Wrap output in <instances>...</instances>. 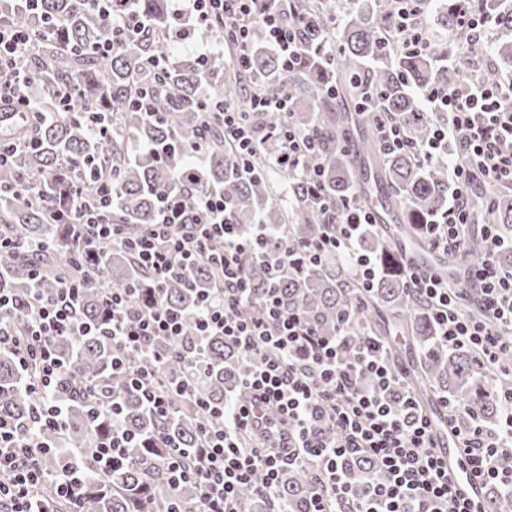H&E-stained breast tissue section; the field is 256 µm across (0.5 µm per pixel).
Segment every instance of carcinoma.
Returning <instances> with one entry per match:
<instances>
[{
	"label": "carcinoma",
	"instance_id": "obj_1",
	"mask_svg": "<svg viewBox=\"0 0 512 512\" xmlns=\"http://www.w3.org/2000/svg\"><path fill=\"white\" fill-rule=\"evenodd\" d=\"M475 6L495 11L499 32L497 54L512 63V7L499 0H477ZM294 16H307L314 21L305 31L306 48L314 67L286 70L275 53L256 46L244 70L213 72L200 60L186 59L172 63L163 79L141 69L149 56L168 51L165 41L156 35L165 17L164 0H116L114 9L134 11L144 23V32L121 42L110 59L96 56L95 44L103 37L101 25L79 5V0H41V12L58 24V32L36 41L28 59V67L39 82L44 100L53 102L55 93L68 88L69 105L65 114L49 118L36 127L20 118L5 126L3 139L30 135L38 142L35 149L16 154L9 167L0 172V183L14 184L23 178L41 177L50 181L54 198L66 195L72 183L90 180V169L79 173L68 171L70 162L92 155L106 159L116 167L120 197L114 209L116 223L125 225L128 235L135 236L144 225L155 221L158 191L182 181L196 189H216L224 193L227 214L243 233L254 224H267L272 229L290 227L292 235L309 241L321 236L325 229L318 200L310 193L309 176L320 173L321 193L331 212L358 190L373 194L388 186L398 196L403 208L402 222L391 227L367 226L359 234V248L374 258L380 268L373 291L360 306L353 302L355 283L348 274L344 259H332L322 267L291 276L280 283L279 295L284 307L298 310L332 335L345 310L353 311L352 325L343 339L345 357L369 337V322H377L380 311L389 312L402 330L411 337L422 355L421 370L414 373V385H431L447 392L462 406L476 412L479 419L493 424L499 420L503 405L497 396L492 376L478 367L467 349H450L437 336L427 315L426 305L404 286L401 269L402 253L392 246V239L406 237L415 243L421 239L416 225L437 213L448 200V157L441 154L428 166L417 163L409 152L383 154L375 138L365 141L361 150L383 161V172L369 181L367 175L350 165L340 147L341 132L330 115L331 103L356 92L358 85L369 84L380 92L370 112L391 113L408 127L417 142L427 140L436 117L429 113L422 92L432 83L460 86L466 75L460 69L442 63L430 55L391 52L385 42L386 28L394 16L397 0H375L376 21L360 15L346 18L339 32L342 49L339 58L323 52L327 35L331 34V17L336 12L335 0H290L284 4ZM144 86L161 84V107L166 121H148L130 106L136 81ZM276 87L288 92V111L293 128L315 137L314 150L304 158L305 171L294 174L286 168L272 167L266 158L253 159L255 176L243 178L234 168L230 151L224 146L219 122L209 128L201 125L199 97L206 88L211 100L237 104L250 113L252 126L260 136L273 133L274 116L252 109L248 91ZM104 124L114 133L93 137L89 127ZM206 138V156L197 162L182 152V146ZM479 210L501 232L512 230V197L507 192L493 195L491 204L485 198H473ZM16 232L17 243L0 255V271L17 294L28 296L30 289L52 292L62 271L60 255L73 246L64 238V225L55 224L41 207L18 203L11 194L0 195V227ZM49 239L57 249L33 251V245ZM38 268L40 277L31 279L30 270ZM210 269L195 265L190 271L177 272L163 288L164 298L175 309L190 313L200 297V289L210 286ZM134 283L149 288L140 275L135 260L127 254H116L99 270L85 277L79 308L80 318L97 325L87 336H64L54 348L67 367L57 399L66 407V425L45 436V441L83 452L81 464L90 473L79 498V512H162L168 503L157 494L165 484V473L148 446L157 437H166L181 446L195 445L199 429L209 420L207 412L196 405L198 400L222 402L224 396L239 393L241 354L221 336L203 341L205 364L194 380L193 394L178 397L171 417L160 420L146 410L127 382L112 374V342L102 336L103 289L125 288ZM191 373L189 359L174 358L164 375L170 386L177 385ZM34 370L20 369L8 351L0 352V417L15 421L33 431L31 416L36 401L27 390ZM123 408L118 422L135 436L136 446L125 449L124 457L105 474L94 472L92 456L96 439L112 432V421L94 419L91 406L99 403L101 389ZM65 463L44 456L48 474L46 495L53 497L52 477ZM378 472L369 460H356L347 467L350 485L356 489ZM317 487L314 472L307 466L286 469L279 482L280 501L288 512H308L310 499ZM198 490L183 485L176 505L192 512L198 503ZM271 508L268 500L248 490L242 498L241 512H262Z\"/></svg>",
	"mask_w": 512,
	"mask_h": 512
}]
</instances>
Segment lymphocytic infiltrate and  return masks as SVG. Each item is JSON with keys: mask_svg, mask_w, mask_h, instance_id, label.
I'll return each instance as SVG.
<instances>
[{"mask_svg": "<svg viewBox=\"0 0 512 512\" xmlns=\"http://www.w3.org/2000/svg\"><path fill=\"white\" fill-rule=\"evenodd\" d=\"M401 3L397 42L415 53L430 51L422 0ZM83 4L105 29L96 46L102 57L118 48L121 36L142 29L137 14L114 13L112 0ZM167 11L163 39H173L189 26H220L223 36L232 39L235 66H247L258 41L274 51L284 68L302 69L309 63L293 23L261 0H169ZM33 45L31 30L0 22V112H20L37 123L52 110L26 63ZM424 97L447 116L425 142H413L405 124L390 116L376 117L377 137L384 152L407 150L426 160L454 147L448 204L425 220L423 230L433 249L460 253L470 242L474 188L512 186V82H501L486 70L470 86L435 84ZM252 107L276 116L278 146L271 165L300 172L313 138L288 124L287 92H260ZM217 116L236 166L252 169L263 141L248 113L227 103ZM92 167L95 190L86 194L72 189L64 204L50 209L71 227L78 253L67 262L74 275L62 278L53 293L34 288L22 298L0 274V351L11 352L21 368H36L28 388L41 402L36 421L42 428L61 430L65 420L53 398L65 373L53 343L57 337L86 332L74 309L85 263L125 249L152 284L146 296L134 286L105 289L103 302L112 315L113 373L126 377L142 405L162 418L171 413L176 396L190 388L167 386L163 359L139 366L131 356L159 339L173 344L176 352L185 351L186 321L164 301L162 289L179 266L204 264L214 280L194 314L195 334L224 337L239 349L245 397L209 408L212 422L195 447L169 446L161 459L165 500H173L174 489L190 483L199 490L195 512H240L245 490L275 499L281 472L300 463L317 475L309 512H474L448 476L426 415L409 397L399 409L387 403L399 377L386 346L368 342L344 358L340 336L323 335L302 314L284 310L277 294L282 279L334 257L347 260L360 293L371 292L378 271L357 245L360 227L375 221L369 209L348 202L339 222L328 225L320 238L298 243L286 231L274 234L264 224L243 236L226 217L222 193L196 192V205L190 209L184 191L174 188L162 191L154 224L129 237L123 225L112 221L120 193L117 174L102 160ZM482 234L484 255L469 268L466 287H449L435 269L411 264L405 267V285L427 305L444 344L470 350L482 368L500 376L499 397L506 409L498 427L475 421L455 435L469 472L481 486L512 491V270L498 262L505 241L495 225H484ZM253 265L269 274L260 296L248 275ZM245 308L250 316H242ZM43 453L37 437L21 435L17 426L0 418V512H54L38 493L45 479ZM352 457L379 466L377 476L356 492L344 470L345 460ZM259 472L264 480L258 485L254 476Z\"/></svg>", "mask_w": 512, "mask_h": 512, "instance_id": "obj_1", "label": "lymphocytic infiltrate"}]
</instances>
